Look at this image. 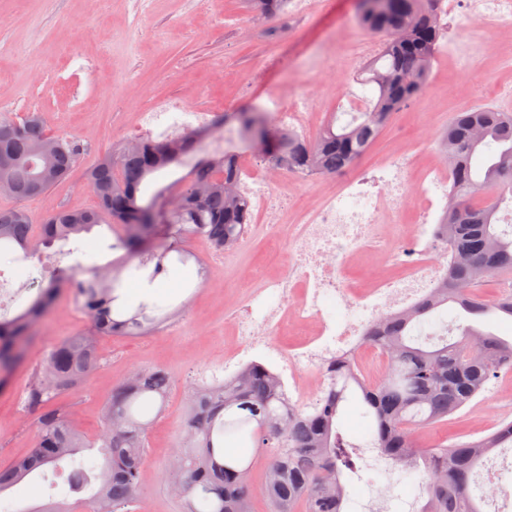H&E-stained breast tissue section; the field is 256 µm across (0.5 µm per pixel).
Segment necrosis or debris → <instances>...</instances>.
Wrapping results in <instances>:
<instances>
[{
    "mask_svg": "<svg viewBox=\"0 0 512 512\" xmlns=\"http://www.w3.org/2000/svg\"><path fill=\"white\" fill-rule=\"evenodd\" d=\"M452 11L463 24L491 21L497 31L512 32V0H434L440 26H447ZM264 107L282 128L299 134L312 116L311 98L300 90L271 94ZM213 119V113L167 100L140 114L128 140L140 144L166 132L209 125ZM341 179V186L307 214L293 237L296 263L285 274L264 276L261 291L249 295L232 325L236 341L222 361L212 364V374L235 373L270 341L272 333L287 327L299 331L301 338L279 350V374L287 381L292 399H306L318 389L303 382V374L320 372L328 359L358 350L374 323L413 309L441 286L451 263L448 236L441 224L453 179L445 156L423 165L413 152L403 151L376 166L345 170ZM279 181L278 174L264 168L239 178L236 185L239 194L249 197L271 241L278 239L288 209L287 200L275 192ZM407 204L414 205L416 212L411 235L385 266L371 267L361 285L352 286L348 275L353 259L387 250L382 213L401 212ZM328 297L345 305L342 320L323 317L321 303Z\"/></svg>",
    "mask_w": 512,
    "mask_h": 512,
    "instance_id": "necrosis-or-debris-1",
    "label": "necrosis or debris"
}]
</instances>
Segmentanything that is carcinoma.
I'll return each mask as SVG.
<instances>
[{
    "instance_id": "1",
    "label": "carcinoma",
    "mask_w": 512,
    "mask_h": 512,
    "mask_svg": "<svg viewBox=\"0 0 512 512\" xmlns=\"http://www.w3.org/2000/svg\"><path fill=\"white\" fill-rule=\"evenodd\" d=\"M285 0H250L269 18L280 15ZM356 21L382 41L381 56L368 62L360 81L373 88L363 112L333 118L314 140L280 129L270 114L247 105L226 112L222 123L237 128L236 140L224 153L200 157L195 145L207 130L188 131L102 158L86 173V185L99 200L97 211L59 208L33 230L21 207L0 209V249L38 256L67 246L72 263L40 282L35 296L17 314L0 318V392L9 386L12 369L25 355L32 331L51 309L64 284L73 287L92 329L70 336L47 355L35 373L26 404L36 416L33 448L0 468V504L9 512L8 495L20 483L47 472L63 478L60 495L77 496L83 512H123L138 508V489L147 461L146 435L162 411L169 375L144 368L114 391L102 430L91 441L68 414L51 400L89 380L100 364L89 365L98 338L132 335L161 317L139 307L123 316L112 311L121 274L152 266L151 276L169 272L171 242L197 237L227 252L235 251L247 230L250 205L239 197L238 159L261 145L264 163L281 164L303 177L332 176L352 167L376 142L393 114L420 96L446 35L432 17L433 0H361ZM0 150L10 164L0 180L11 184L18 201L37 198L66 180L78 159V144L45 133L38 115L21 121L0 116ZM439 146L456 158L454 187L445 224L448 246L456 261L441 288L413 312L377 324L364 336L366 346L386 357L381 376L373 380L358 369L357 356L332 363L324 371L320 395L293 403L275 370L252 362L224 379L197 384L183 442L172 458L165 481L182 503V512H251V462L217 460V441L237 442L265 453L262 494L269 512H347L351 502L347 472L355 469L352 443L339 428L348 398L361 399L368 423L365 445L400 466L408 482L426 496L420 512H482L483 494L472 483L479 467L499 441L512 442V422L481 442L417 447L413 434L470 404L503 371L512 372V341L486 327L489 316L512 319V298L486 300L457 291L465 281L474 288L485 280L512 274V224L501 227V206L512 202V113L490 106L454 113ZM185 168L179 196L163 223L156 220L165 188L143 196L155 176ZM51 169L56 178L41 187L36 175ZM120 227L117 245L129 261L86 266L81 240L97 227ZM25 512H77L71 504L50 498Z\"/></svg>"
}]
</instances>
